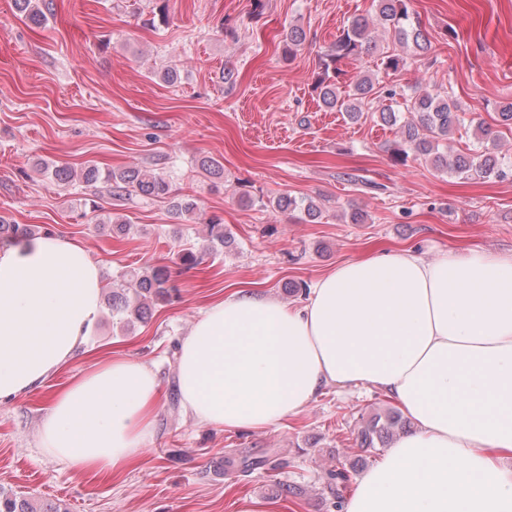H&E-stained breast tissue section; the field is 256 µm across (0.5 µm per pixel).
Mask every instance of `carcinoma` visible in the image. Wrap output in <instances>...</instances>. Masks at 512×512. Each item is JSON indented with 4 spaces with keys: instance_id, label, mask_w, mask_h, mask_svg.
<instances>
[{
    "instance_id": "cac0c4a2",
    "label": "carcinoma",
    "mask_w": 512,
    "mask_h": 512,
    "mask_svg": "<svg viewBox=\"0 0 512 512\" xmlns=\"http://www.w3.org/2000/svg\"><path fill=\"white\" fill-rule=\"evenodd\" d=\"M375 20L365 16L354 18L343 30L342 35L330 49L318 59L317 69L313 72L312 89L321 103L329 111L343 113L352 123L361 121L365 116H377L381 122L400 125L401 137L390 148V159L396 165H404L408 159L420 158L440 172H450L463 179L473 176L503 179L508 175L501 157L488 148L469 154L448 155L443 150L459 124V112L463 111L460 102L448 90H427L417 88L407 96L395 89L389 90L390 101L396 97L403 99L404 111L400 112L387 105L374 107L378 98L376 85L379 79L372 74H363L349 84L345 91L339 86L341 70L338 63L351 58L357 60L375 47L371 37V26L380 25L402 49L403 53H391L382 60L385 72H398L405 68L408 60H420L430 50V43L423 34L420 25L412 22L408 0H375ZM17 13L25 16L34 24L40 25L47 20L50 4L37 3L36 0H14ZM305 34L298 27L288 29L283 53L291 59L302 50ZM51 178L59 185H66L79 177L87 185L102 182L109 191L122 197L134 189L145 197H167L170 194V182L166 175L153 169L128 168L122 171L101 170L95 164H88L76 172L67 166H57L50 172ZM271 205L279 211L300 210L310 220L321 217V207L313 200H297L288 195L260 202ZM208 233L212 242L222 246L227 243L228 233L221 219L212 217L207 221ZM34 236L26 224H16L0 215V243H16ZM112 291L107 301L116 317L124 327L145 320L149 302L165 301L174 289L171 274L163 266L145 269L125 270L117 275L110 285ZM402 425V418L395 410L372 416L362 430V446L374 448L386 446L393 439L394 431ZM350 477L347 471L336 469L327 474L326 487L334 499V507L341 508L344 494L347 492ZM0 512H61L55 504L35 506L32 501L16 493H0Z\"/></svg>"
}]
</instances>
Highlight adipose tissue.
<instances>
[{
	"label": "adipose tissue",
	"instance_id": "1",
	"mask_svg": "<svg viewBox=\"0 0 512 512\" xmlns=\"http://www.w3.org/2000/svg\"><path fill=\"white\" fill-rule=\"evenodd\" d=\"M99 266L43 236L0 245V402L42 385L98 320ZM195 422L267 430L329 384L385 390L415 424L363 473L344 512H512V257L412 250L344 262L296 306L246 291L202 311L179 345ZM162 388L115 357L49 400L44 450L81 472L131 466Z\"/></svg>",
	"mask_w": 512,
	"mask_h": 512
}]
</instances>
